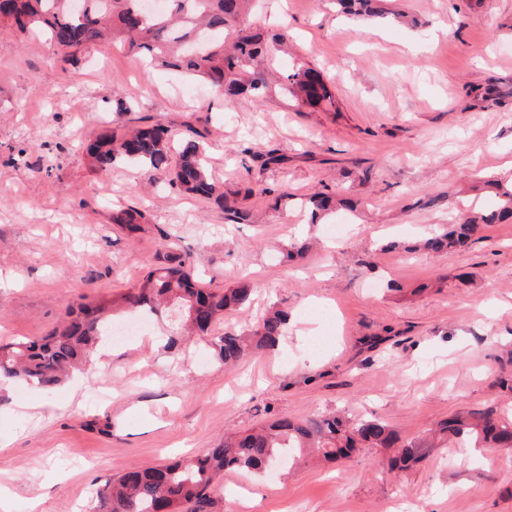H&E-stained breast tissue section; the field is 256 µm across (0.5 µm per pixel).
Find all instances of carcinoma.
<instances>
[{
  "label": "carcinoma",
  "instance_id": "obj_1",
  "mask_svg": "<svg viewBox=\"0 0 512 512\" xmlns=\"http://www.w3.org/2000/svg\"><path fill=\"white\" fill-rule=\"evenodd\" d=\"M141 0H0V20L26 32L41 28L76 58L82 50L105 40L119 41L146 64L175 68L208 82L229 104L241 96L263 98L269 90V73L263 60L288 38V31L264 35L241 24L252 0H167L168 11L151 14L134 24ZM375 0H335L338 11L356 16L374 14ZM300 67L285 77L284 89L305 106L332 99L326 82ZM169 130L161 124L145 125L127 137L100 134L86 152L92 167L105 171L117 163H134L151 171H171L172 184L183 193L213 200L242 224L249 212L229 204L211 178L205 160L207 147L199 140L182 145L176 162L169 154ZM497 208L467 216L427 238L423 246L433 251H455L469 245L482 224L512 218V179H493ZM346 201L327 193L308 198L315 224ZM144 215L135 209L112 212V223L134 232ZM251 299L245 285L221 292L200 287L174 252L165 246L158 266L133 291L81 304L50 335L28 341L0 342V377L34 384L52 391L70 373L91 361L96 344L107 331L112 312L132 307L148 315L178 312L177 323L205 333L224 312ZM288 314L277 310L247 333L226 332L213 341L218 359L236 364L251 351L272 347L283 335ZM440 433L470 436L491 448L512 447V423L498 422L493 412L454 415L440 424ZM393 448L391 464L406 468L424 460L427 449L401 442L395 429L377 419L350 421L322 415L308 420L276 418L269 423L224 437V443L204 455L184 458L158 467L132 466L107 480L98 492L97 512H223L222 501L210 494L218 474L239 469L261 473L280 460L303 459L315 454L336 460L361 446Z\"/></svg>",
  "mask_w": 512,
  "mask_h": 512
}]
</instances>
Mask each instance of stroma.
Wrapping results in <instances>:
<instances>
[{"mask_svg": "<svg viewBox=\"0 0 512 512\" xmlns=\"http://www.w3.org/2000/svg\"><path fill=\"white\" fill-rule=\"evenodd\" d=\"M383 6L387 18L359 20L331 0H255L244 16L287 28L272 69L319 70L330 108L279 89L227 104L107 44L71 65L46 34L0 24V341L48 335L80 303L129 292L170 240L202 286L252 289L175 349L163 346L173 322L158 316L145 336L112 343L105 367L51 392L0 391L1 493L36 512H96L98 490L132 465L204 454L277 416L342 410L428 456L399 470L391 450L360 448L266 477L229 471L213 485L224 512H512V451L438 432L458 414L512 419V219L460 252L413 249L488 201L481 178L512 172V0ZM142 122L169 126L176 149L202 135L215 181L249 221L168 173L90 167L83 142ZM284 185L295 196L279 206ZM322 190L356 212L311 223L302 202ZM116 208L143 212L140 230L113 224ZM300 241L310 253L285 262ZM276 309L290 317L277 347L225 369L214 338Z\"/></svg>", "mask_w": 512, "mask_h": 512, "instance_id": "1", "label": "stroma"}]
</instances>
